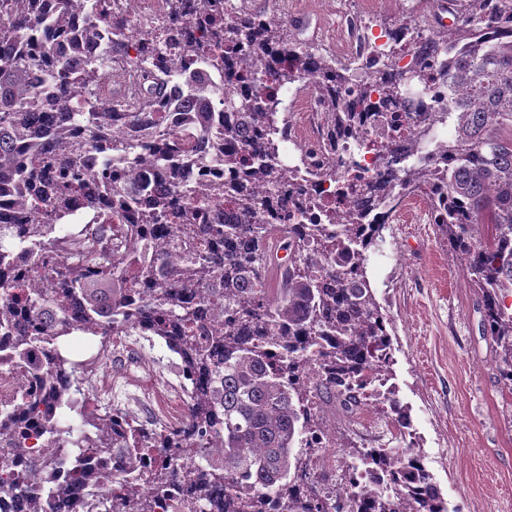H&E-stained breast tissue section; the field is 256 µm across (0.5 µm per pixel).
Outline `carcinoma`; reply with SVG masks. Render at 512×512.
I'll list each match as a JSON object with an SVG mask.
<instances>
[{
    "mask_svg": "<svg viewBox=\"0 0 512 512\" xmlns=\"http://www.w3.org/2000/svg\"><path fill=\"white\" fill-rule=\"evenodd\" d=\"M166 17L152 33L154 49L134 57L123 53L126 71L147 84L145 96L130 108L109 111L111 99L99 96L101 80L113 58L100 46L99 29L110 26L128 37L121 18L103 10L88 18L84 35L66 54L50 45L34 46L42 30L43 0H0V205L35 211L32 220L0 223V330L11 337L15 354H0V366L19 369L30 348L43 350L44 375L23 406L0 410V457L26 447L27 420L41 417L56 456L77 464L70 484L56 481L48 461L30 458L14 476L16 488L39 492L22 503L21 512H51L58 499L73 500L94 512L105 497L85 494L93 486L112 490V512H157L155 494L188 480L198 491L191 505L172 504L174 512H247L250 496L271 499L282 512H448L425 457L413 448H386L375 456L360 453L366 481L345 495H322L310 480L307 496L296 484L309 473L312 443L331 435L326 411L360 409L358 394L368 374H388L393 362L389 321L370 288L367 251L381 238L382 224L365 238L355 225L306 224L294 234L287 222L297 207L285 210L284 225L267 221V209L237 184H213L206 190L183 185L179 160L187 138L163 127L154 105L166 96V56L179 54L188 64L239 67L245 77L271 74L280 86L303 78L310 46L280 18L267 30L250 31L239 19L216 13L210 33L182 42L177 30L190 25L185 0H167ZM454 25L448 43V89L459 98L433 117L413 118L415 144L427 149V161L397 177L399 192L380 189L373 207L392 211L400 200L426 196L434 223L450 245L462 273L478 296L484 322L494 341L493 362L512 386V313L501 300L512 296V0H452ZM224 44L233 59H221L210 46ZM435 41L427 40L413 65L381 87L390 100L412 87L428 89ZM325 71L347 82L351 66L334 58ZM185 108L194 131L217 139L202 165L223 162L241 168L272 189L288 185L292 196L304 186L297 170L275 167L273 138L245 154H231L248 124L270 134L287 133L277 125L278 108L258 111V102L207 95L200 71H188ZM242 114V123L213 121L211 104ZM82 112H71L74 104ZM324 125L336 130L355 121L325 98H318ZM118 119L135 132L128 144L112 141ZM451 125L455 136L439 138L437 126ZM400 121L385 140L370 148L378 161L389 146L404 142ZM151 154L165 180L140 209V193L125 189L138 154ZM336 140L306 155L310 172L345 187V171L330 163ZM105 158L99 180H83L92 156ZM112 196V209L134 223L89 224L86 234L63 241L57 220L75 210L95 211L101 192ZM231 215L219 208L221 200ZM64 243L66 263L52 266L49 249ZM158 338L181 361L187 399L184 418L193 430L186 443L175 429L135 426L125 413L106 407L87 413L59 385L82 369L64 357L59 343L72 335L101 337L133 333ZM321 372L310 375L309 355ZM392 421L411 426L393 390L378 393ZM213 439L223 454L202 452ZM103 453L96 467L82 465L83 449ZM158 462L140 469L144 454Z\"/></svg>",
    "mask_w": 512,
    "mask_h": 512,
    "instance_id": "carcinoma-1",
    "label": "carcinoma"
}]
</instances>
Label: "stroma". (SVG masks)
<instances>
[{
    "label": "stroma",
    "mask_w": 512,
    "mask_h": 512,
    "mask_svg": "<svg viewBox=\"0 0 512 512\" xmlns=\"http://www.w3.org/2000/svg\"><path fill=\"white\" fill-rule=\"evenodd\" d=\"M405 262L369 267L392 324L390 384L408 410L448 512H512V389L493 362L474 288L434 225H386Z\"/></svg>",
    "instance_id": "obj_1"
}]
</instances>
